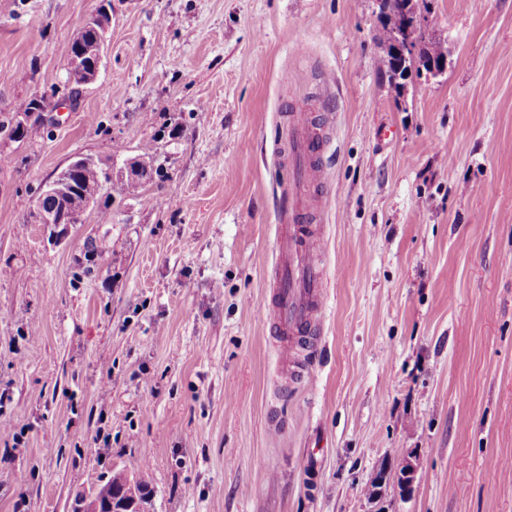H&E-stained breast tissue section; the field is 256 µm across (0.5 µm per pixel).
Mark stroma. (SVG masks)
<instances>
[{
    "mask_svg": "<svg viewBox=\"0 0 512 512\" xmlns=\"http://www.w3.org/2000/svg\"><path fill=\"white\" fill-rule=\"evenodd\" d=\"M98 3L0 0V119L62 99ZM418 12L446 68L399 88L377 0H112L96 81L0 141V426L21 440L0 437V512H67L118 470L148 474L153 512H373L408 450L414 492L384 512H512V0ZM292 109L327 138V300L291 385L258 311ZM148 144L141 197L59 245L31 222L71 157ZM41 103H43V100H39L35 97L22 102L18 109V112H21V113L13 119V122L11 121L12 119L0 120V134H1V132H5V133L9 132L10 136L15 134L17 136V138L12 139L15 141H22L26 138H28V139L35 138L39 132L41 122H38V120H34V122H32L31 124L26 126L27 123L30 121V117L23 112H32V113L40 112ZM12 124H13V127L19 126L21 129L25 126L26 127L24 129H22L21 131H18V129L12 128ZM17 139H20V140H17Z\"/></svg>",
    "mask_w": 512,
    "mask_h": 512,
    "instance_id": "obj_1",
    "label": "stroma"
}]
</instances>
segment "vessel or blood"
Here are the masks:
<instances>
[{"instance_id": "obj_1", "label": "vessel or blood", "mask_w": 512, "mask_h": 512, "mask_svg": "<svg viewBox=\"0 0 512 512\" xmlns=\"http://www.w3.org/2000/svg\"><path fill=\"white\" fill-rule=\"evenodd\" d=\"M288 167L294 191L288 197V222L277 236L276 274L272 299L261 311L271 332L280 336L285 352L307 349V336L325 306V277L320 266L324 244L318 229L319 206L314 197L324 184L326 140L307 112L288 116Z\"/></svg>"}]
</instances>
